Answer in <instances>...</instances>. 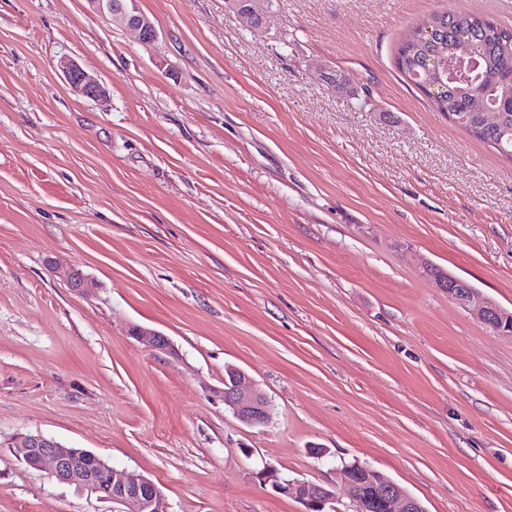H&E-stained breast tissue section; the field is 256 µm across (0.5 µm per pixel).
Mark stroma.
Wrapping results in <instances>:
<instances>
[{
	"label": "stroma",
	"mask_w": 512,
	"mask_h": 512,
	"mask_svg": "<svg viewBox=\"0 0 512 512\" xmlns=\"http://www.w3.org/2000/svg\"><path fill=\"white\" fill-rule=\"evenodd\" d=\"M138 5L153 42L87 0H0V512H110L27 466V434L170 512H302L267 464L355 512L343 460L426 512H512V335L423 271L512 311V162L394 66L417 20L512 27V0H260L255 29L227 0ZM229 368L267 424L225 409ZM59 69L71 90L77 95L88 99L105 97L106 89L98 79L85 71L75 60L68 58L60 60ZM426 274L429 277L432 276H440L444 277L445 273L440 268H437L435 266H431L430 268L425 269ZM448 275V274H447ZM448 279V291L443 288L445 284L444 279L436 280V278H433L437 287L441 288L444 292H448V297L452 299V295L454 292L455 287H461L463 289V295L464 299L460 300V302L464 305V307L473 314L477 319H479L481 322H487V320L494 314V313H500L501 308L493 303L492 301L488 300L487 298H484L482 295H480L479 292L476 291L475 288H473L470 284L465 282L463 279L448 275L446 277ZM455 303L458 305L462 304L458 302L455 299H452Z\"/></svg>",
	"instance_id": "stroma-1"
}]
</instances>
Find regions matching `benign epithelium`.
I'll list each match as a JSON object with an SVG mask.
<instances>
[{
  "label": "benign epithelium",
  "mask_w": 512,
  "mask_h": 512,
  "mask_svg": "<svg viewBox=\"0 0 512 512\" xmlns=\"http://www.w3.org/2000/svg\"><path fill=\"white\" fill-rule=\"evenodd\" d=\"M92 11L112 23L137 33L140 40L150 42L157 37V29L152 20L143 13L136 0H87ZM242 24L253 29L262 24V14L256 8V0H229ZM476 61L472 44L466 40L457 43L455 53L448 58L446 71L448 81H453L455 72L466 63ZM71 90L88 99H101L106 89L98 79L85 71L76 61L64 58L59 62ZM68 283L76 291L88 295L94 292L96 283L82 271L74 268L68 273ZM437 287L448 286V295H453L455 287L463 288L464 307L482 322L501 308L484 298L463 279L448 276L439 279ZM133 335L146 339L159 350L170 348L167 337L142 328L134 329ZM224 404L233 415L248 425H264L270 419L269 401L252 379L243 372H236L232 382L224 389ZM25 463L37 469L49 470V475L58 483L74 485L79 489L95 494L98 499L110 502L113 512H168V503L161 489L151 480L112 467L95 453L82 448H66L56 441L40 434L28 435L21 442ZM371 490L377 491L382 512H424L420 503L407 494L398 484L379 476L370 466L363 467ZM257 477L271 483L273 491L286 495L304 504L305 512L317 509L327 512L333 507L335 493L323 486L304 479H283L275 469L266 466Z\"/></svg>",
  "instance_id": "1"
}]
</instances>
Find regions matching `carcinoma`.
I'll return each instance as SVG.
<instances>
[{
    "instance_id": "obj_1",
    "label": "carcinoma",
    "mask_w": 512,
    "mask_h": 512,
    "mask_svg": "<svg viewBox=\"0 0 512 512\" xmlns=\"http://www.w3.org/2000/svg\"><path fill=\"white\" fill-rule=\"evenodd\" d=\"M428 26L444 43L446 56L456 47V34L467 32L480 60L477 73H468L466 78L448 84L446 95L431 98L434 107L469 135L512 159V28L469 13L437 11L428 15L398 46L395 55L398 71L427 95L430 90L416 73L423 72L422 47ZM491 97L499 101L500 117L498 123L489 125L483 123L481 114Z\"/></svg>"
}]
</instances>
